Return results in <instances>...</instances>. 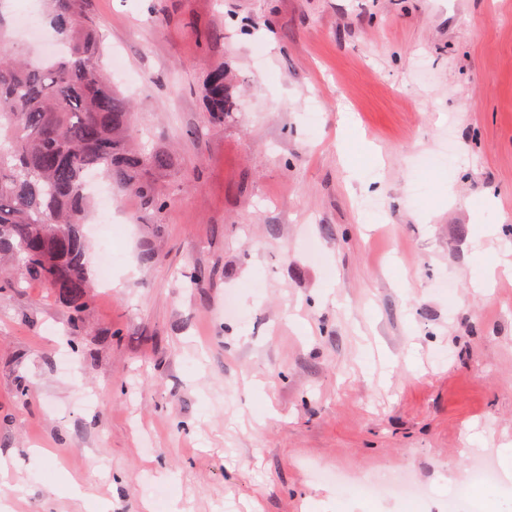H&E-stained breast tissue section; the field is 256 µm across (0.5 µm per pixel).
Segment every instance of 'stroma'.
Segmentation results:
<instances>
[{
  "mask_svg": "<svg viewBox=\"0 0 512 512\" xmlns=\"http://www.w3.org/2000/svg\"><path fill=\"white\" fill-rule=\"evenodd\" d=\"M84 3L170 203L111 186L80 326L0 290V512H405L384 472L434 512L512 445V275L471 281L512 257V0ZM229 88L224 68L213 71L205 95L209 112L214 120H224L234 110L235 103Z\"/></svg>",
  "mask_w": 512,
  "mask_h": 512,
  "instance_id": "1",
  "label": "stroma"
}]
</instances>
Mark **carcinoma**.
<instances>
[{
  "mask_svg": "<svg viewBox=\"0 0 512 512\" xmlns=\"http://www.w3.org/2000/svg\"><path fill=\"white\" fill-rule=\"evenodd\" d=\"M82 2L44 0L61 55L0 60V258L74 304L76 321L93 280L83 233L88 174L158 210L168 204L146 175L168 159L131 146V107L104 70V45ZM206 101L217 121L234 110L224 70L210 75Z\"/></svg>",
  "mask_w": 512,
  "mask_h": 512,
  "instance_id": "cac0c4a2",
  "label": "carcinoma"
}]
</instances>
